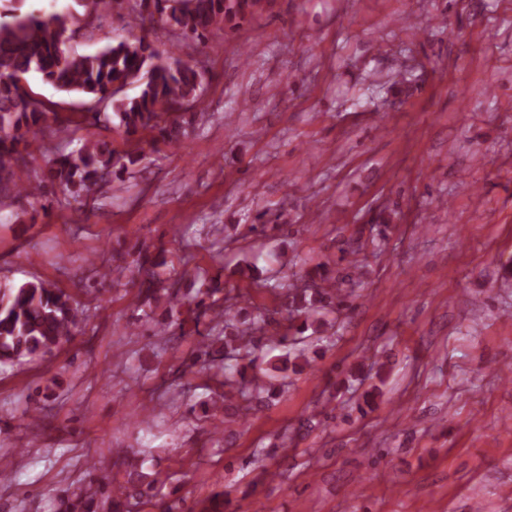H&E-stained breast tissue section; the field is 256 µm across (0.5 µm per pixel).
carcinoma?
I'll return each mask as SVG.
<instances>
[{"mask_svg": "<svg viewBox=\"0 0 512 512\" xmlns=\"http://www.w3.org/2000/svg\"><path fill=\"white\" fill-rule=\"evenodd\" d=\"M265 0H134L131 23L175 33L185 40L201 42L215 28L236 27L248 16L260 13ZM76 17L55 11L21 12L10 5L0 13V211L10 209L20 199L37 200L49 186L75 201L137 168L143 154L134 147L120 154L95 140L53 158L45 178L19 184L15 167L24 161L18 146L28 135H37L56 125L67 129L66 120L21 85L25 75L34 72L54 89L76 93L90 103H101L104 110L90 116L99 122L116 115L127 136L149 133L166 144L177 143L185 133L178 112L181 105L199 107L203 103L205 69L193 60L160 52L153 42L139 38L120 40L92 54H71L66 43L76 33ZM136 86L138 93L126 95L124 88ZM143 242L132 247L128 270L138 282L134 310L135 323L152 329L164 342L189 333L207 318L200 349L216 344L222 348L212 362L221 370L208 406L213 419L233 417L243 422L250 411L281 399L288 393V364L292 359L308 360V322L316 315L331 312L342 296L355 295V289H342L320 265L305 272L300 282L287 285L285 312L288 333L267 335L268 319L261 312L248 321L238 318L239 295L229 290L222 299L214 295L221 274L202 272V282L192 297L182 288L188 270L161 280L158 263ZM163 306L175 315L167 322L154 319V309ZM83 309L70 293L42 281H27L0 288V364L13 365L43 359L73 335ZM270 349H281V365L262 367L259 342ZM141 475L130 472L122 482L92 481L75 498L60 500L58 512H130L155 497V487L140 488Z\"/></svg>", "mask_w": 512, "mask_h": 512, "instance_id": "cac0c4a2", "label": "carcinoma"}]
</instances>
